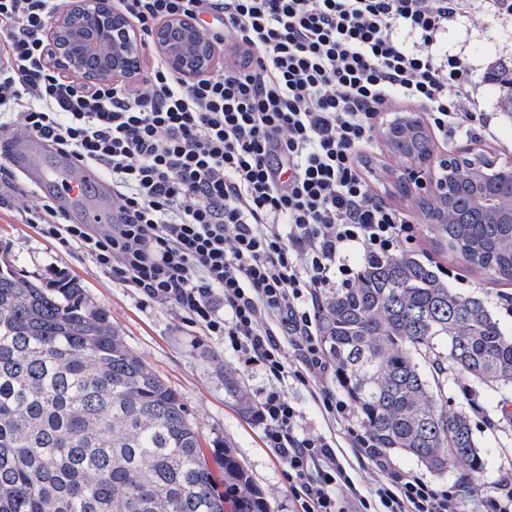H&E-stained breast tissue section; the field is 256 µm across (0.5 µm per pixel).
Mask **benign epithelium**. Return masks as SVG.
<instances>
[{
    "instance_id": "obj_1",
    "label": "benign epithelium",
    "mask_w": 512,
    "mask_h": 512,
    "mask_svg": "<svg viewBox=\"0 0 512 512\" xmlns=\"http://www.w3.org/2000/svg\"><path fill=\"white\" fill-rule=\"evenodd\" d=\"M47 36L54 62L86 84L140 78L142 42L131 20L112 0H68L67 7L51 19ZM154 45L175 71L193 76L212 61V48L184 19L158 27ZM429 161L404 164L402 187L422 182Z\"/></svg>"
}]
</instances>
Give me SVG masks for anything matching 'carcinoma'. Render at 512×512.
Returning a JSON list of instances; mask_svg holds the SVG:
<instances>
[{
    "mask_svg": "<svg viewBox=\"0 0 512 512\" xmlns=\"http://www.w3.org/2000/svg\"><path fill=\"white\" fill-rule=\"evenodd\" d=\"M512 115V60L491 69ZM400 158L431 153L418 118L387 139ZM486 176L474 184L476 170ZM449 196L427 217L469 271L512 281V190L484 158L448 157ZM336 383L386 453L472 474L483 457L470 419L444 401L451 368L512 386V334L484 299L448 287L431 262L403 254L363 262L318 314ZM234 512H270L224 452ZM0 512H224L197 431L178 393L124 343L80 283L43 285L0 264Z\"/></svg>",
    "mask_w": 512,
    "mask_h": 512,
    "instance_id": "1",
    "label": "carcinoma"
}]
</instances>
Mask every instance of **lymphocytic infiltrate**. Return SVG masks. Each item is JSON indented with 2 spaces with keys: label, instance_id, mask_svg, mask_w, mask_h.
<instances>
[{
  "label": "lymphocytic infiltrate",
  "instance_id": "obj_1",
  "mask_svg": "<svg viewBox=\"0 0 512 512\" xmlns=\"http://www.w3.org/2000/svg\"><path fill=\"white\" fill-rule=\"evenodd\" d=\"M60 6L0 0V117L109 173L116 216L106 230L66 224L44 198L32 223L274 379L255 418L303 512H456L421 476L386 480L384 453L351 428L380 475L361 493L331 438L300 433L277 382L312 388L327 418L350 414L327 385L335 368L317 311L332 288L353 285L352 249L389 258L418 235L372 188L365 160L381 118L414 107L440 138L489 137L468 62L439 45L449 26L511 13L512 0H116L146 37L191 19L224 62L187 79L157 54L141 83L94 86L51 62L45 32Z\"/></svg>",
  "mask_w": 512,
  "mask_h": 512
}]
</instances>
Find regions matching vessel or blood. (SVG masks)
I'll use <instances>...</instances> for the list:
<instances>
[{
    "label": "vessel or blood",
    "mask_w": 512,
    "mask_h": 512,
    "mask_svg": "<svg viewBox=\"0 0 512 512\" xmlns=\"http://www.w3.org/2000/svg\"><path fill=\"white\" fill-rule=\"evenodd\" d=\"M13 156L24 165L33 183L49 190L73 222L111 223L112 195L103 190V179L96 170L48 154L44 143L30 135L15 142Z\"/></svg>",
    "instance_id": "b4317fda"
}]
</instances>
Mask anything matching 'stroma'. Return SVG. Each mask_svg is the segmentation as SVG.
Listing matches in <instances>:
<instances>
[{
    "label": "stroma",
    "instance_id": "35a3bbf8",
    "mask_svg": "<svg viewBox=\"0 0 512 512\" xmlns=\"http://www.w3.org/2000/svg\"><path fill=\"white\" fill-rule=\"evenodd\" d=\"M443 49L468 60L475 96L494 135L484 142L459 135L447 143H435L434 159L470 149L497 163L512 164V116L500 111L498 95L484 79L487 64L512 57V15L463 20L449 29ZM11 171L10 182L0 183V258L45 285L52 284L58 271L79 279L90 299L109 312L129 348L178 392L197 428L215 480L223 481V452L232 450L271 512H302L288 486L283 464L265 447L260 428L242 408L243 402H256L268 386L266 375L243 370L220 341L191 324L174 306L142 305L133 289L115 280L78 247L39 235L29 222L35 204L27 194L29 180L20 165H12ZM417 222L420 237L404 243L402 253L416 254L447 268L450 287L483 298L504 329L512 332V305L502 300L501 286L488 284L483 275L469 272L461 260L449 257L425 217H418ZM228 370L238 379L236 389L224 385ZM283 387L302 413L303 432L315 430L335 437L338 457L349 475L357 486L370 487L376 473L346 443L347 430L359 425L357 415L339 422L329 420L307 389L288 380ZM445 393L449 406L464 411L470 419L484 459L482 473L469 476L452 458L437 472L427 471L407 455L393 454L389 460L395 470L417 474L433 488L453 493L458 512H482L483 501L499 490L503 480H512V414L506 412L512 407V387L492 388L452 374L445 382Z\"/></svg>",
    "mask_w": 512,
    "mask_h": 512
}]
</instances>
